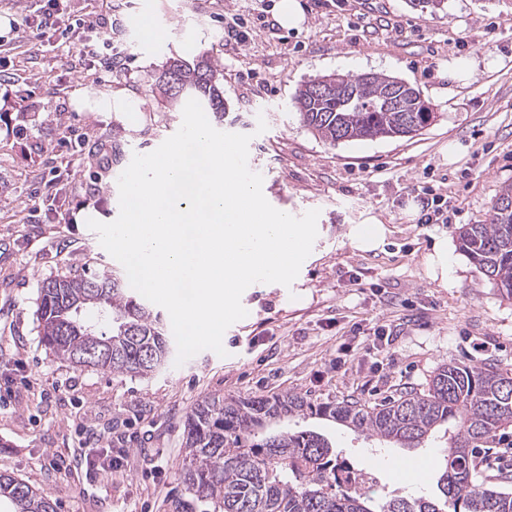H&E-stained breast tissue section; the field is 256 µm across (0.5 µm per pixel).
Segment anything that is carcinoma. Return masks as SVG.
<instances>
[{
  "instance_id": "obj_1",
  "label": "carcinoma",
  "mask_w": 512,
  "mask_h": 512,
  "mask_svg": "<svg viewBox=\"0 0 512 512\" xmlns=\"http://www.w3.org/2000/svg\"><path fill=\"white\" fill-rule=\"evenodd\" d=\"M221 69L211 58L172 61L159 78L171 103L191 97L219 117L226 106ZM319 95L309 80L294 97L311 133L331 144L411 136L429 125L420 91L384 74H331ZM460 249L512 301V186L485 224L458 229ZM44 345L74 368L145 377L167 362L169 337L160 314L137 299L121 277L69 275L38 286ZM108 342L112 358L85 363L79 353ZM318 415L398 448H417L443 433L434 498L352 490L338 475L342 462L313 430L269 431L288 418ZM512 429V369L457 362L436 368L426 386L379 403L314 404L298 394L241 401L205 398L185 423L188 494L175 512H512V491L477 478V450ZM8 512H56L29 485L0 471V504Z\"/></svg>"
}]
</instances>
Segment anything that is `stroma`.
Returning <instances> with one entry per match:
<instances>
[{"mask_svg":"<svg viewBox=\"0 0 512 512\" xmlns=\"http://www.w3.org/2000/svg\"><path fill=\"white\" fill-rule=\"evenodd\" d=\"M279 0H65L62 23L103 20L125 75L95 74L53 32L14 28L26 0H0V69L25 91L0 97V471L23 480L57 512H171L185 497L186 417L206 397L251 400L291 392L313 403L378 401L422 388L448 362L512 369V301L457 248L464 224H483L512 184V0H445L433 14L411 0H299L305 21L277 24ZM267 15L273 29L226 41L223 19ZM152 21V41L138 37ZM194 38L223 69L227 106L215 129L251 135L248 165L276 209L318 210L315 260L291 286L245 291L247 311L223 336L224 355L204 350L141 378L77 370L41 342L40 282L81 271L122 272L85 214L114 221L117 180L133 155L174 134L158 81L174 46ZM473 64L466 81L457 60ZM339 73H383L418 88L435 120L409 137L330 144L302 123L294 96L304 82ZM121 90L128 114L77 108L78 98ZM267 129L257 133L258 120ZM54 182L56 199L42 198ZM448 195V221L423 224L425 190ZM390 230L380 250L346 238L366 214ZM447 237V284L426 258ZM385 328L389 345L367 336ZM123 453L121 469L81 482L79 427ZM341 457L376 474L379 491L433 495L443 443L393 448L325 420Z\"/></svg>","mask_w":512,"mask_h":512,"instance_id":"1","label":"stroma"}]
</instances>
